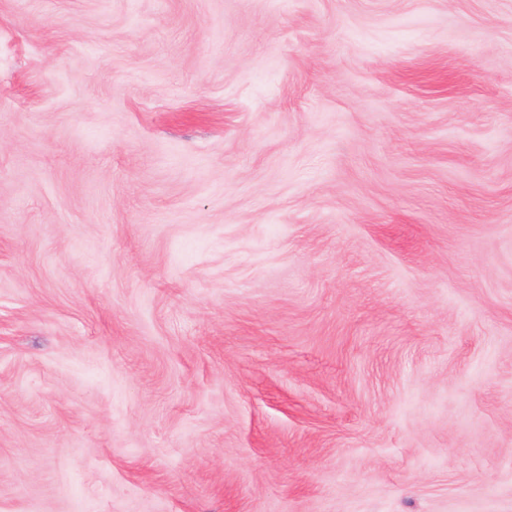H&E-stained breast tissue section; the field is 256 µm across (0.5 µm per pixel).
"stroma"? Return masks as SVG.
Segmentation results:
<instances>
[{"mask_svg": "<svg viewBox=\"0 0 512 512\" xmlns=\"http://www.w3.org/2000/svg\"><path fill=\"white\" fill-rule=\"evenodd\" d=\"M0 512H512V0H0Z\"/></svg>", "mask_w": 512, "mask_h": 512, "instance_id": "1", "label": "stroma"}]
</instances>
